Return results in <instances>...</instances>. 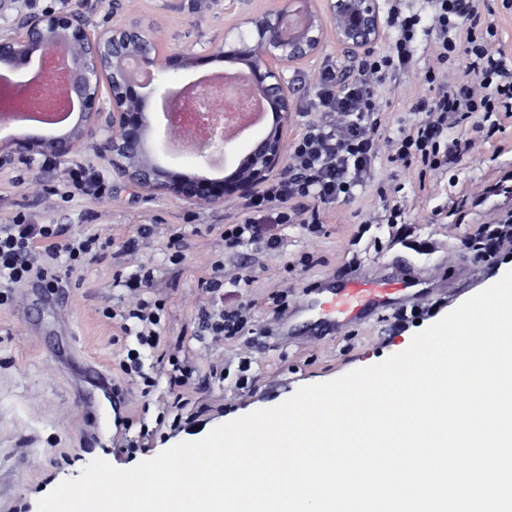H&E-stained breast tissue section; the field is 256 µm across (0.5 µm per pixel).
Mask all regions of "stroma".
<instances>
[{"instance_id":"stroma-1","label":"stroma","mask_w":512,"mask_h":512,"mask_svg":"<svg viewBox=\"0 0 512 512\" xmlns=\"http://www.w3.org/2000/svg\"><path fill=\"white\" fill-rule=\"evenodd\" d=\"M92 30H109L136 23L160 53L181 59L159 81L141 88L158 139L156 156L169 170L221 179L229 176L249 151L257 134L237 140L232 149L205 163L193 151L162 146L163 105L168 90L181 89L197 75L235 69V62L210 54L225 29L241 25L253 34L250 18L276 7L277 0H82ZM422 16L416 35V63L376 90L383 134L420 120L417 100L430 97L421 70L428 63L433 38L428 31L425 0H410ZM354 56L324 36L313 55L289 63L292 112L289 137H296L306 121L325 63L348 67ZM504 133L476 137L462 161L444 174H420L379 160L374 175L354 200L324 208L323 229L309 234L302 225L278 226L279 249L226 253L219 236L221 225L232 223L239 198L219 206L198 207L170 196H146L118 178L91 140L78 142L71 163L47 165L22 162L0 165V224L22 214L33 224H61L68 234L97 232L110 238L107 257L86 261L73 275L63 277L57 294L39 283L16 289V301L0 306V512H38L39 500L64 480L79 477L91 461L103 459L128 469L183 442L206 437L215 427L260 409L278 406L304 385L336 379L352 370L372 366L405 350L412 337L439 321L466 299L496 283L512 270L506 254L475 263L462 241L478 224L512 221V196H491L486 187L512 174V117L503 121ZM102 175L109 190L92 198L66 192L71 165ZM406 200L403 223L390 224L386 207L394 187ZM151 224L154 234L136 253L123 243L136 237L140 225ZM185 236L184 259L169 263L166 242L171 229ZM310 255L301 266V255ZM223 259L227 272L241 276L239 287H226L225 306L248 305L246 330L233 339L203 348L193 339V321L202 300L200 281L210 264ZM147 264L156 270L154 293L166 302L165 343L178 347L200 368L223 363L227 374L218 381L200 377L191 393L160 378L150 396L120 367L126 341L104 308L119 305V289L112 286L116 267ZM419 270L422 286L411 302L396 301L360 319L336 314L334 328L306 311L319 284H338L349 278L381 279L400 267ZM284 296L274 306V296ZM406 313L405 331L394 332L398 313ZM252 358L253 384L236 386L237 358ZM92 363L118 387L131 429L111 427L103 443L87 441L91 422L76 392L83 366ZM189 403L179 425L156 424V406L180 396ZM151 411H143L144 403ZM155 424L141 449L127 450L137 436L138 419Z\"/></svg>"}]
</instances>
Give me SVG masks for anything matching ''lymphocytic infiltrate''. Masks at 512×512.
Returning a JSON list of instances; mask_svg holds the SVG:
<instances>
[{"label":"lymphocytic infiltrate","instance_id":"obj_1","mask_svg":"<svg viewBox=\"0 0 512 512\" xmlns=\"http://www.w3.org/2000/svg\"><path fill=\"white\" fill-rule=\"evenodd\" d=\"M390 2L388 25L395 38L389 50L365 53L348 73L332 63L323 66L312 102L314 116L288 146L287 172L265 179L245 195L235 222L220 229L226 249H277L280 242L273 228L279 224H300L310 234L321 233V209L354 199L356 190L371 180L378 159L435 174L463 159L471 145L469 131L489 137L500 132L502 114L512 112V65L497 46V11H511L512 0H501L497 9L488 0H427L434 43L423 76L437 93L417 101L420 121L398 136L384 137L374 90L412 66V45L421 22L419 14L406 10L404 0ZM508 244L510 223L477 225L465 240L480 260L499 254ZM110 246V239L100 234L70 236L59 224H30L21 217L0 224V306L12 300L14 288L27 282L57 287L63 274ZM154 280V268L146 265L115 271L113 286L132 294L134 301L103 311L123 337L134 338L123 371L138 377L146 394L157 386L159 374L178 387L190 386L198 375L195 365L163 344L166 303L152 295ZM248 319L242 304L231 309L201 307L195 337L204 344L234 338ZM153 354L160 367L147 365V356Z\"/></svg>","mask_w":512,"mask_h":512}]
</instances>
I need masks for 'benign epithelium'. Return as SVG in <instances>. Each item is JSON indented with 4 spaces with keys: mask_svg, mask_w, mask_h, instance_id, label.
<instances>
[{
    "mask_svg": "<svg viewBox=\"0 0 512 512\" xmlns=\"http://www.w3.org/2000/svg\"><path fill=\"white\" fill-rule=\"evenodd\" d=\"M250 24L256 29V39L234 26L224 32V44L214 46L213 51L247 59L250 68L245 78L251 89L271 101L278 114L232 176L213 181L172 172L158 162L149 144L146 104L133 85L143 73L153 79L165 72L169 60L135 24L92 33L77 2L66 11L30 15L16 28L0 31L1 66H13L38 52L39 72L52 74V80L44 83L33 77L16 86L6 81L15 94L33 97L38 110L51 109L61 99L81 106L75 124L60 135L19 136L0 145V162L28 163L38 156L61 162L76 143L94 139L112 171L149 196L166 195L196 206H212L244 193L284 161L291 104L283 66L318 48L320 37L313 31L331 29L336 43L348 50L366 47L383 34L378 0H329L327 15L311 12L306 19L293 17L285 8L272 9L250 19ZM219 124L218 117L203 123L209 140L198 149L199 155L208 149L222 153L232 143L217 131ZM195 133L193 125L167 124L171 143L181 139L191 144Z\"/></svg>",
    "mask_w": 512,
    "mask_h": 512,
    "instance_id": "benign-epithelium-1",
    "label": "benign epithelium"
}]
</instances>
